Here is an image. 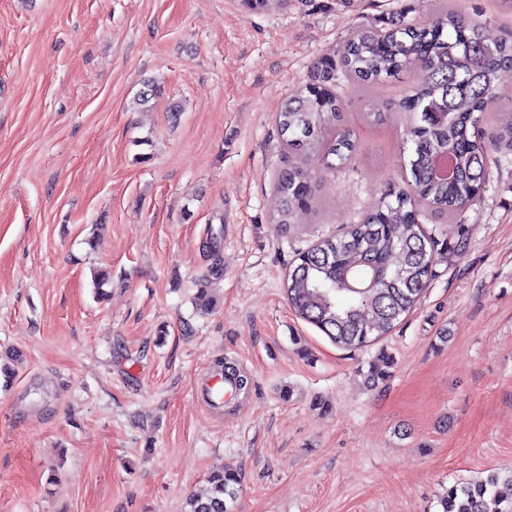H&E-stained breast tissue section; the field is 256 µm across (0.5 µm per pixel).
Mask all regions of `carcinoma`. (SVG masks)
<instances>
[{
  "label": "carcinoma",
  "instance_id": "1",
  "mask_svg": "<svg viewBox=\"0 0 512 512\" xmlns=\"http://www.w3.org/2000/svg\"><path fill=\"white\" fill-rule=\"evenodd\" d=\"M239 2L244 11L261 13L286 0ZM508 69L512 43L441 0L424 22L393 21L385 30L356 27L338 54L316 63L309 82L279 112V133L293 161L277 175L275 223L287 225L314 196L308 162L342 166L356 151L352 129L326 135L328 120L343 108L341 81L362 92L407 72L415 78L397 103V111L412 121L411 179L388 185L360 223L320 239L298 255L288 272L290 306L334 344L345 349L374 344L420 301L438 255L435 240L420 223L421 210L451 219L480 198L490 161L479 133L483 122L495 126L492 146L512 147V111H489L505 98L500 74ZM441 152L455 171L450 181L434 172ZM391 363L380 352L369 366V379H385ZM239 485L238 472H213L207 486L189 496L184 512H228L227 501ZM439 506L440 512H512V474L491 472L456 482L444 490Z\"/></svg>",
  "mask_w": 512,
  "mask_h": 512
}]
</instances>
